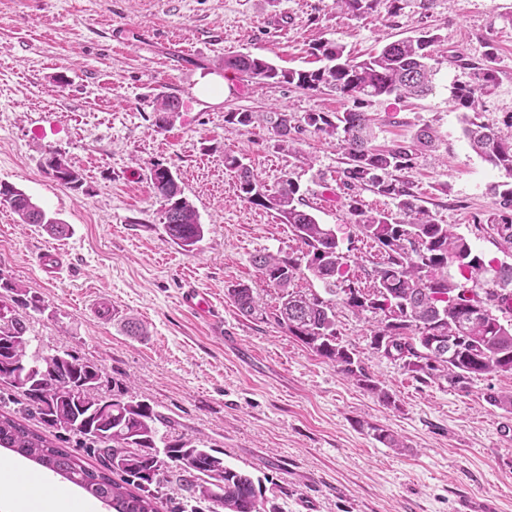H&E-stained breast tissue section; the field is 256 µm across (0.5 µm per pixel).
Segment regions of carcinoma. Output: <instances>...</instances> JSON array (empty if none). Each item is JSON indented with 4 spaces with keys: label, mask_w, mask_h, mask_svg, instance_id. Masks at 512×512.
Instances as JSON below:
<instances>
[{
    "label": "carcinoma",
    "mask_w": 512,
    "mask_h": 512,
    "mask_svg": "<svg viewBox=\"0 0 512 512\" xmlns=\"http://www.w3.org/2000/svg\"><path fill=\"white\" fill-rule=\"evenodd\" d=\"M382 4L391 16L400 10V0H336L337 8L356 18L378 11ZM445 40L441 34L426 31L416 38L389 42L361 61L349 58L338 43L321 42L313 50L328 64L315 70H286L251 55L224 60V67L257 81L326 89L352 102L342 112H309L304 120L316 131L336 136L344 155L340 171L344 185L368 187L397 201L399 220L385 212L364 209L355 196L346 198L353 225L375 243L380 254L373 269L372 288L355 285L336 231L304 209L306 203L292 178L284 177L278 190L268 194L242 157L226 151L224 166L234 172L241 199L277 210L305 246L300 257L264 254L254 258L263 280L280 291V305L269 317L385 404L391 403L389 393L378 388L354 353L336 342L334 297L338 295L342 304L359 314H384L377 320L373 347L404 360L414 373L443 379L459 389L466 388L475 376L512 375V323L505 325L493 314L509 295L512 266L473 252L469 242L450 230V225L436 223L426 208L416 204L408 180L393 176L413 168L418 151L433 143L431 131L423 128L408 142L377 149L363 111L377 98L431 93V61L435 60L436 47ZM486 47L477 60L460 53L453 56L457 66L470 71V80L453 88L452 101L462 112L469 146L512 177V112L503 119L509 135L502 134L504 128L495 129L481 121L484 98L499 83L498 48L490 42ZM178 109L177 100L157 97L158 125L172 124ZM269 123L281 147L297 151L288 113H273ZM55 161L65 167L57 181L71 188L82 185L81 174L63 155L51 150L46 167ZM168 171L155 165L149 179L163 207L167 236L189 251L201 239L203 225ZM493 191L501 198L502 210L490 215L486 224L502 243L512 245V181L493 186ZM0 201L9 205L23 224H49L58 232L65 230L12 184L0 182ZM305 270L322 283L329 298L291 290ZM227 293L242 314H265L250 285L238 283ZM26 332L21 318L0 317V381L22 395L27 407L46 425L94 444L90 452L97 464L86 463L83 457L58 447L2 411L0 448L55 473L105 504L109 512H158V495L150 486L160 483L164 468L171 462L179 467L180 480L190 498L215 504L222 512H267L261 488L250 474L224 463L217 450L201 439L159 435V427L169 426V417L137 399L129 388L119 387L110 397L91 394L105 386L96 364L64 352L65 360L42 375L37 370L42 357L28 355ZM373 436L388 448L404 447L402 440L384 429L373 428ZM159 442L163 444L162 458L148 452Z\"/></svg>",
    "instance_id": "1"
}]
</instances>
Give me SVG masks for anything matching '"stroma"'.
<instances>
[{
    "label": "stroma",
    "mask_w": 512,
    "mask_h": 512,
    "mask_svg": "<svg viewBox=\"0 0 512 512\" xmlns=\"http://www.w3.org/2000/svg\"><path fill=\"white\" fill-rule=\"evenodd\" d=\"M427 30L447 36L449 57L477 59L486 43L497 46L500 83L482 119L499 125L512 112V0H401L398 15L382 9L362 18L334 0H0V181L68 226L52 234L0 203V276L45 301L26 309L0 289V304L27 319L30 353L67 350L95 363L103 378L169 417L173 435L204 439L226 463L261 478L277 512H458L471 496L512 512V412L484 399L512 391V376H477L464 390L421 380L373 347L372 314L337 305V340L392 396L387 405L273 320L243 316L226 295L243 282L273 309L280 293L262 280L254 256L304 249L276 210L240 198L224 166L228 151L244 157L267 193L286 176L298 184L319 223L335 229L358 286H372L380 254L350 221L336 138L304 121L310 112L344 111L347 101L244 80L225 58L263 56L308 70L319 66V42L361 58ZM209 74L225 79L223 98L196 96ZM467 78L448 58L429 95L373 101L374 143L407 142L430 128L435 146L408 175L414 194L476 252L512 265V247L499 245L485 222L500 208L491 187L507 174L472 151L452 103L453 87ZM160 93L180 103L164 129L153 107ZM229 112L257 120L245 128L226 122ZM270 112L295 118L297 153L279 147ZM51 149L82 173L81 187L47 174ZM157 164L171 169L198 212L204 234L193 251L165 232L149 181ZM47 249L60 256L54 277L40 267ZM190 286L208 295L221 322L181 305ZM104 303L111 316L100 314ZM130 317L143 335H127ZM374 426L398 435L402 451L374 440ZM178 473L173 465L164 472L161 512H215L188 502Z\"/></svg>",
    "instance_id": "35a3bbf8"
}]
</instances>
